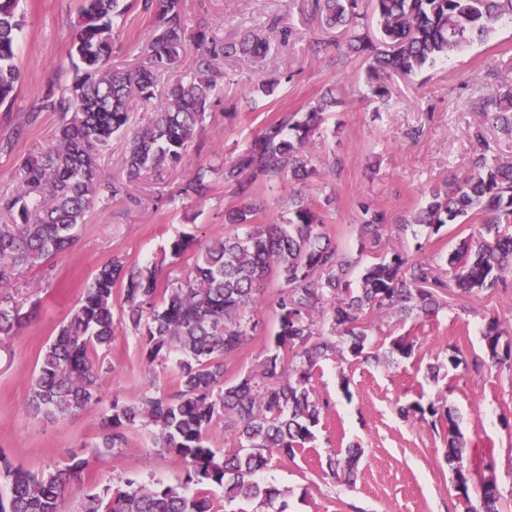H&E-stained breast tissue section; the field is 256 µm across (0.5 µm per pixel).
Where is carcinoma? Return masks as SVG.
<instances>
[{
  "instance_id": "cac0c4a2",
  "label": "carcinoma",
  "mask_w": 512,
  "mask_h": 512,
  "mask_svg": "<svg viewBox=\"0 0 512 512\" xmlns=\"http://www.w3.org/2000/svg\"><path fill=\"white\" fill-rule=\"evenodd\" d=\"M19 0H0V105L15 99L21 72L17 41L21 19ZM120 0H80L72 51L81 72L65 95L50 91L40 110L56 112L60 123L53 145L26 158L19 168L26 185L22 193L0 196V212L18 221L0 224V288H7L17 271L67 251L75 229L84 223L99 192L102 173L98 153L129 123V100L136 96L154 105L156 119L134 133L126 156L127 175L138 179L181 165L195 140L208 103L217 88L212 58L258 56L266 40L250 32L236 43L209 45L202 28L190 29L182 0H142L151 18L147 62L133 69L110 64L113 24ZM356 0H315L322 25L349 30ZM374 12L384 48L366 36H350L347 50L369 60L370 78L381 73L411 75L448 57L471 36H484L504 18L512 20V0H374ZM196 46L193 74L156 94L157 73L184 62L187 43ZM347 105L344 95L326 90L302 117L268 121L234 158L224 162V184L234 188L243 204L225 212L230 231L203 245L183 281L161 287L155 265L128 267L120 259L104 265L84 288L80 305L61 325L43 353L27 398L31 414L64 416L92 404L104 378L92 352L108 348L115 336L112 288L124 285L125 318L138 331L148 364L176 355L178 391L172 396H145L137 402L112 401L104 417L109 429L100 444L110 452L122 443L124 431L148 423L155 428L153 445L185 468V488L146 485L126 479L111 496L85 495L83 512H215L210 495L224 490L227 503L270 502L282 495L273 484L255 476L272 459L293 460L315 440L323 405L312 384L318 361L343 350L332 338L314 336L306 319L320 304L322 289L336 302L332 328L347 344L351 357L367 361L366 320L391 311L417 319L435 313L439 303L423 285L436 279L434 268L417 258L395 253L365 266L358 287L349 276L358 260L332 247L322 227L331 201L308 199L298 193L288 202V221L255 223L261 203L253 187L271 186L286 178L304 183L317 174L312 145L329 112ZM472 109L512 134V90L490 92L472 101ZM212 167L199 166L182 192L199 198L211 188ZM480 224L460 240L444 262L448 281L440 286L460 296L508 287L512 274V160L480 153L471 168L443 187H433L414 217L438 232L445 224ZM385 218L362 206L361 229L380 244ZM325 280H319L321 274ZM275 276L285 289L271 301L277 330L261 363L260 378L251 375L226 385L228 362L261 327L257 310L265 303L266 281ZM25 315L9 297L0 301V340L22 325ZM500 323L493 318L482 333L489 359L512 368V346L502 343ZM411 410L432 417V427L447 426L448 465L465 464L459 418L440 412L434 403ZM231 430L236 447L212 448L210 432L219 422ZM359 452L326 459L327 475L350 478ZM89 461L71 462L48 475L23 467L10 468L8 494L0 493V512H65L66 494L81 480ZM467 512H500L494 480L475 474L462 481ZM479 487L478 504L469 489Z\"/></svg>"
}]
</instances>
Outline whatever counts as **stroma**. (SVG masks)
<instances>
[{"label":"stroma","mask_w":512,"mask_h":512,"mask_svg":"<svg viewBox=\"0 0 512 512\" xmlns=\"http://www.w3.org/2000/svg\"><path fill=\"white\" fill-rule=\"evenodd\" d=\"M79 0H21L22 30L18 60L21 77L11 107H0V195L22 188L21 160L40 153L54 139L56 114L42 111L47 91L64 94L76 72L68 53ZM190 23L204 21L210 37L224 43L258 32L270 42L256 58H218L221 92L207 110L185 165L162 176L131 181L126 176L125 138L117 137L99 156L104 186L66 252L23 267L9 293L30 319L0 343V453L13 465L42 474L83 457L90 466L66 499L68 512H81L84 496L117 488L128 478L145 484H182L185 471L152 445V427L127 432L122 447L96 450L107 432L103 424L113 400H138L143 394H171L173 360L147 362L139 335L124 322L121 289L112 292L116 335L111 348L99 349L105 383L98 403L56 419L33 417L27 408L30 382L39 356L80 303L97 270L114 257L127 265L156 263L160 282L180 281L193 265L195 251L170 254L180 236L200 244L222 237L224 213L241 203L224 183L220 168L254 138L269 120L302 112L327 89L348 97L347 111L329 114L314 144L319 173L304 185L284 180L262 189L259 220L287 216L295 192L312 199L333 196L323 230L339 251L359 255L361 265L392 252L408 256L423 243V259L447 279L443 257L459 242L457 226L433 233L414 224L431 187L469 170L483 133L492 151L512 160V139L482 114L471 111L474 98L512 83V23H500L485 40L464 45L447 61L412 75L394 74L388 98L372 96L364 60L339 59L349 37L322 27L311 0H183ZM113 67L128 69L145 60L151 27L139 8L114 24ZM275 78L273 95L258 91ZM213 167V188L202 198L180 189L197 166ZM122 191L112 195L109 187ZM386 216L383 240L372 247L360 230V203ZM437 315L415 320L393 313L372 322L373 358L320 361L313 384L327 406L315 430V446L295 461L272 460L263 481L282 490L280 500L258 512H464L445 458L446 438L417 415H401L412 403H436L460 419L469 460L492 465L502 494L503 512H512V369L488 364L481 332L490 319L501 322L512 340V285L471 297L436 289ZM260 331L233 359L227 379L257 373L272 342L277 315L266 305ZM413 344L411 356L392 352L393 339ZM459 350L479 369H452L448 355ZM350 379L341 389V376ZM361 448L355 482L325 476L327 456Z\"/></svg>","instance_id":"1"}]
</instances>
